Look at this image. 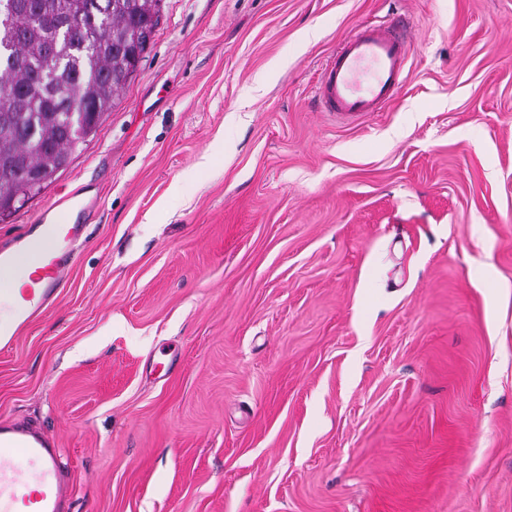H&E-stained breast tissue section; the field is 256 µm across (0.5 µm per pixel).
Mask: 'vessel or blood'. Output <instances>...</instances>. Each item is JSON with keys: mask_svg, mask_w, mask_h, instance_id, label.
Wrapping results in <instances>:
<instances>
[{"mask_svg": "<svg viewBox=\"0 0 512 512\" xmlns=\"http://www.w3.org/2000/svg\"><path fill=\"white\" fill-rule=\"evenodd\" d=\"M412 44L409 22L397 16L368 22L347 33L322 68L315 97L342 119L385 111L406 83ZM84 228L57 222L26 251L38 267L31 287L22 289L20 314L40 312L55 296L76 262L75 243ZM27 467H20L18 457ZM73 481L59 462L52 435L20 425H0V512H68Z\"/></svg>", "mask_w": 512, "mask_h": 512, "instance_id": "1", "label": "vessel or blood"}]
</instances>
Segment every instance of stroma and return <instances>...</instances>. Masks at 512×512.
I'll list each match as a JSON object with an SVG mask.
<instances>
[{
    "mask_svg": "<svg viewBox=\"0 0 512 512\" xmlns=\"http://www.w3.org/2000/svg\"><path fill=\"white\" fill-rule=\"evenodd\" d=\"M413 23L385 111H321L357 24ZM66 283L0 350L70 512H512V0H162L68 167Z\"/></svg>",
    "mask_w": 512,
    "mask_h": 512,
    "instance_id": "1",
    "label": "stroma"
}]
</instances>
